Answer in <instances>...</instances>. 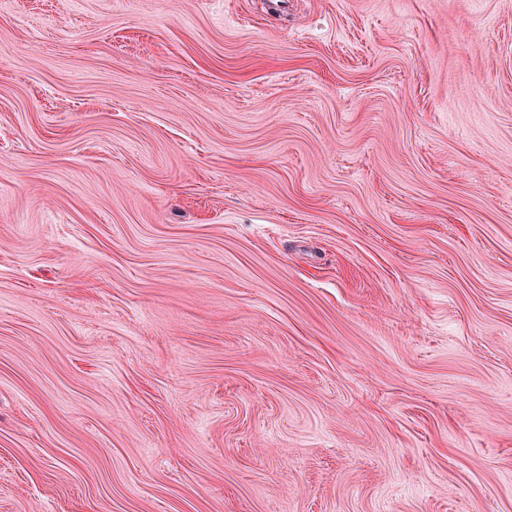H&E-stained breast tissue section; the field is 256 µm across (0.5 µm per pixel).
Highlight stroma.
<instances>
[{"label": "stroma", "instance_id": "35a3bbf8", "mask_svg": "<svg viewBox=\"0 0 512 512\" xmlns=\"http://www.w3.org/2000/svg\"><path fill=\"white\" fill-rule=\"evenodd\" d=\"M0 512H512V0H0Z\"/></svg>", "mask_w": 512, "mask_h": 512}]
</instances>
